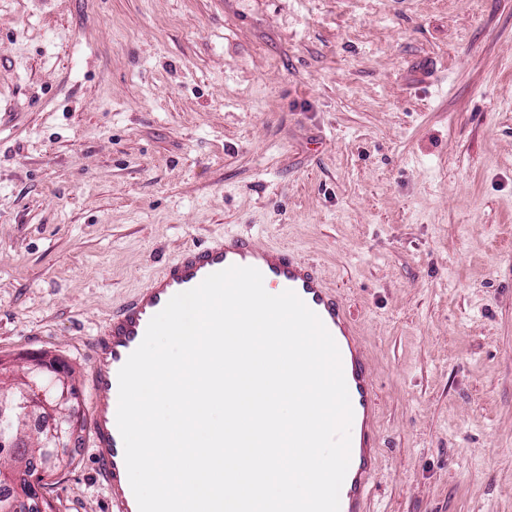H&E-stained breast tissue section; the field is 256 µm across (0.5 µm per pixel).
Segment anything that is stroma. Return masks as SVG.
I'll return each mask as SVG.
<instances>
[{"label": "stroma", "instance_id": "35a3bbf8", "mask_svg": "<svg viewBox=\"0 0 512 512\" xmlns=\"http://www.w3.org/2000/svg\"><path fill=\"white\" fill-rule=\"evenodd\" d=\"M314 264L379 394L367 512H512V0H0V360L185 246ZM55 512H105L85 440Z\"/></svg>", "mask_w": 512, "mask_h": 512}]
</instances>
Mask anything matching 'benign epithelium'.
Returning a JSON list of instances; mask_svg holds the SVG:
<instances>
[{"mask_svg":"<svg viewBox=\"0 0 512 512\" xmlns=\"http://www.w3.org/2000/svg\"><path fill=\"white\" fill-rule=\"evenodd\" d=\"M23 364L27 373L37 375L47 368L58 367L59 360L40 355L24 359ZM79 401L80 393L67 374H58L50 389L35 382L20 388L0 385L1 411L25 418L32 414L50 418V423L38 433L42 451L36 454L39 459L36 472L28 476L30 491L16 495L0 507V512H26L30 497L42 494L41 478L64 468L68 457L62 449L70 447L80 426Z\"/></svg>","mask_w":512,"mask_h":512,"instance_id":"7a95c632","label":"benign epithelium"}]
</instances>
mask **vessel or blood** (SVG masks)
I'll return each mask as SVG.
<instances>
[{
    "mask_svg": "<svg viewBox=\"0 0 512 512\" xmlns=\"http://www.w3.org/2000/svg\"><path fill=\"white\" fill-rule=\"evenodd\" d=\"M257 268L265 283L294 291L322 320L341 355L353 408L350 465L340 512H366L378 472L377 385L355 323L316 267L288 249L257 238L227 235L184 248L147 286L124 302L98 332L89 354L91 412L87 445L106 488L108 512H139L116 415L118 372L140 345L151 318L176 294L230 266Z\"/></svg>",
    "mask_w": 512,
    "mask_h": 512,
    "instance_id": "1",
    "label": "vessel or blood"
}]
</instances>
